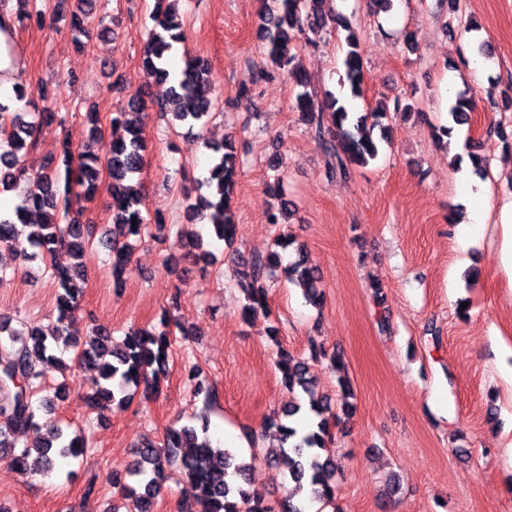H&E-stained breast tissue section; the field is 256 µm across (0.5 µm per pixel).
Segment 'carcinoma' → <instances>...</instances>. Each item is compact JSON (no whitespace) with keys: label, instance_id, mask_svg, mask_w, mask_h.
<instances>
[{"label":"carcinoma","instance_id":"1","mask_svg":"<svg viewBox=\"0 0 512 512\" xmlns=\"http://www.w3.org/2000/svg\"><path fill=\"white\" fill-rule=\"evenodd\" d=\"M17 12H0V65L3 71L15 69L13 34L16 28L40 25L41 13L28 9L29 0H17ZM326 0H263L258 13L259 37L268 49L275 68L294 76L296 108L302 118L315 127L318 139L328 156V172L343 176L355 167H366L379 156V142L374 131L386 139L388 125L384 120L391 115L407 116L415 106L409 102L394 101L393 107L378 105L364 112L353 110L351 101L363 97L365 64L359 35L340 15H328L321 9ZM58 14L68 18V30L75 46L84 45L89 37L90 11L83 4L72 5L69 0H58ZM152 20L142 54L146 74L169 84L162 105L170 108L173 120L189 128H203L214 117L215 88L207 63L200 56H187L179 72L167 66L168 54L185 37L183 23L167 0H155ZM333 20L345 31L347 51L343 59L345 80L350 98L326 95L320 101L310 90V83L297 62L299 41L308 28H322ZM16 99L0 96V195L13 193L18 202L9 211H0V246L16 252L35 248L42 257H51L58 251H67L79 259L83 255L89 226L80 222L84 207L81 202L94 199L101 184L102 172L108 171L113 201L112 281L122 286L125 268L131 263L134 249L130 238L139 237L149 223L143 215L142 185L136 181L146 160V142L143 128L147 104L139 95L132 96L126 106L112 113V125L120 126L126 136L103 142L98 114L87 113L89 141L79 148L62 140L59 152L44 158L40 168L28 172L23 158L37 147L41 134L52 128H61L66 117L44 106L34 112L14 108L13 101L23 100V88L14 84ZM475 94H460L448 108L454 126L469 124ZM213 152L212 162L204 180L198 182L194 201L185 209L184 220L188 230L181 233V247L202 261L210 263L211 253L203 248L200 234L193 230L196 221L206 210L211 211L212 233L227 243L235 237V222L231 201L239 172V158L235 139L208 143ZM206 192H201V189ZM277 205L267 211L270 224H280L288 216L282 202L279 186H270ZM40 216L37 224L28 222V212ZM278 253L264 260H255L242 270L247 280L246 304L243 317L252 319L268 314L267 288L263 277L268 269L281 264ZM288 281L302 289L310 301L320 298L321 277L303 248H296V258L288 263ZM62 293L57 298L56 325L47 334L39 327L17 330L0 324V456L10 460L21 473L31 471L28 461L36 457L52 465L54 457H76L85 450L79 435H70L60 427H53L42 436L21 444L4 438L18 434L25 437L38 429L37 411L43 405L38 398L45 369L63 365L57 353L72 350L78 364L93 368L97 376L83 396L93 410L124 407L141 392L146 396L159 392V376L167 371L172 340L169 333L130 327L119 347L112 346L109 333L100 328L82 342L74 327V311L83 293L85 280L82 266L55 268ZM277 366L282 382L289 393L299 388L309 397V409L316 420L310 429L298 435L297 415L301 406L290 400L277 414L276 428L279 456L288 459L290 478L296 490H307L312 499L330 503L336 495L335 438L332 427L340 422L332 412L330 400L315 398L311 388L308 364L283 347L277 349ZM189 478L195 489V504H185L182 512H304L294 495L280 502H271L261 492L248 486L247 464L228 448H215L206 435V429L184 425L167 430L164 446L159 448L145 441L136 449V460L126 479L114 480L121 494L134 499L135 512H154L155 500L171 470Z\"/></svg>","mask_w":512,"mask_h":512}]
</instances>
